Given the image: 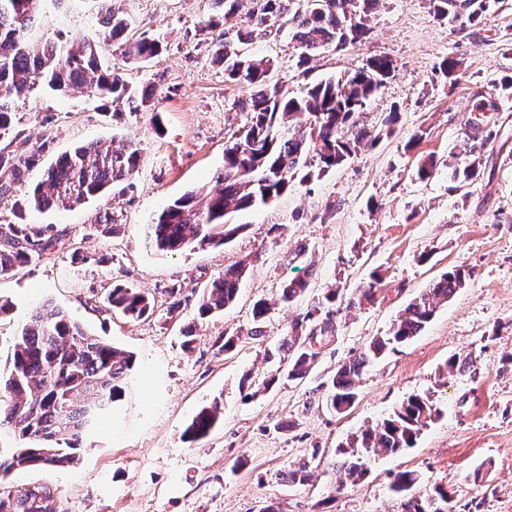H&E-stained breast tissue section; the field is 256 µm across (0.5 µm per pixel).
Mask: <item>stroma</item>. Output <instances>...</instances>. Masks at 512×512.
<instances>
[{
  "mask_svg": "<svg viewBox=\"0 0 512 512\" xmlns=\"http://www.w3.org/2000/svg\"><path fill=\"white\" fill-rule=\"evenodd\" d=\"M112 6L129 22L128 40L155 38L162 50L140 63L104 44L101 58L134 88H153L162 120L143 111L113 115L86 86L14 99L8 141L15 152L30 153L45 136L55 156L132 141L142 160L121 193L49 210L0 202V221L66 232L55 251L0 276V300L12 306L0 318V369L13 336L48 300L92 335L133 352L136 370L77 464L14 470L7 489L50 487V512H401L391 483L395 473L412 471L417 499H431L441 486L453 512H512V94L499 88L501 77L512 75V0H487L475 22L456 7L437 16L429 0H378L362 41L323 49L304 68L287 35L254 40L250 55L271 62L268 82L294 94L372 56L390 57L394 71L356 119L376 141L271 205L233 215L241 230L228 245L178 254L150 246L146 227L184 192L217 191L224 148L246 122L236 106L245 91L213 60L214 34L205 26L216 16L213 0ZM100 27L97 0H46L33 36L78 44ZM448 58L459 67L447 78L440 67ZM481 100L488 107L479 112ZM488 130L496 139L479 178L457 186L448 167L465 160L466 134ZM431 155L439 164L430 179H419L417 167ZM105 211L113 227L98 224ZM300 248L304 258L292 260ZM239 262L246 271L236 302L221 316L199 319L204 289ZM454 266L471 273L464 288L418 336L362 373L347 412L328 409L337 369ZM298 277L309 283L306 294L280 304L284 281ZM370 283L374 299L360 301ZM115 284L144 291L153 315L131 320L112 311L107 293ZM174 287L184 298L175 310L168 295ZM331 288L339 293L336 333L323 341L313 367L243 399L241 376L274 373L266 349ZM260 298L272 310L263 337L252 340L246 333ZM190 325L196 336L187 350L181 331ZM227 332L242 340L232 353L217 354ZM453 356L468 364L454 376ZM411 394L429 397L438 417L414 447L371 457L364 478L348 480L342 446ZM218 398L221 422L201 444L184 442L187 423ZM302 462L311 479H285Z\"/></svg>",
  "mask_w": 512,
  "mask_h": 512,
  "instance_id": "1",
  "label": "stroma"
}]
</instances>
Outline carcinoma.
Returning a JSON list of instances; mask_svg holds the SVG:
<instances>
[{"label": "carcinoma", "instance_id": "cac0c4a2", "mask_svg": "<svg viewBox=\"0 0 512 512\" xmlns=\"http://www.w3.org/2000/svg\"><path fill=\"white\" fill-rule=\"evenodd\" d=\"M112 0H99L102 30L98 38L114 41L128 28L126 18L112 10ZM249 3L253 29L242 31L230 22ZM222 8L215 59L224 64V76L248 93L242 110L247 122L224 150V170L217 176L222 188L206 196L191 190L175 199L147 225V238L159 251L177 253L192 245L218 247L243 229L228 217L243 210L268 205L297 183L320 171L343 165L369 135L356 129L354 117L364 111L394 69L387 56H374L365 66L340 77H329L290 95L279 85L266 83L270 61L254 60L244 47L256 37L276 36L288 28L299 51L298 64L324 48H341L363 39L369 31L366 17L377 0H215ZM41 0H0V139L13 130L12 102L38 88L63 91L89 85L101 101L121 103L131 112L151 107L154 94L137 91L117 70L102 66L98 42L87 40L69 47L51 39L35 40L32 27L39 19ZM161 52L155 39L127 42L122 53L148 61ZM345 127L353 129L348 138ZM51 140H43L30 154L0 147V200L22 190L28 170L37 166ZM488 140L473 144L469 159L457 164L453 180L469 184L480 176L481 157ZM140 162V149L129 142L119 150L77 146L60 154L45 171V179L27 192L26 202L38 209L71 206L101 196L129 181ZM66 230L52 225L0 223V275L56 250ZM244 263L224 269L206 288L198 305L200 317L218 315L236 299ZM466 271L453 267L442 273L399 314L384 336L373 338L361 353L343 364L330 381L327 406L348 411L356 400V380L363 369L379 359L391 345L419 335L437 308L465 286ZM307 281L293 279L280 289L279 300L292 304L302 297ZM113 310L131 320L152 313V300L122 284L109 291ZM263 299L252 308V338L264 335L263 324L271 311ZM335 333L331 317L314 324V312L298 319L281 340L278 350L290 359L288 379H301L319 356L317 345ZM136 364L135 355L88 333L60 308L45 302L35 308L14 337L7 372L0 373V435H12L22 444L0 448V484L13 470L34 465H64L84 450L83 438L121 400L123 385ZM277 381L246 372L240 379L243 398L269 390ZM435 409L430 401L411 395L393 415L363 430L351 448L379 455L414 446ZM222 415L218 400L201 408L185 427L182 437L196 443L214 429ZM413 471L395 475L392 490L407 494L416 484ZM53 497L47 488H26L0 493V512H48Z\"/></svg>", "mask_w": 512, "mask_h": 512}]
</instances>
